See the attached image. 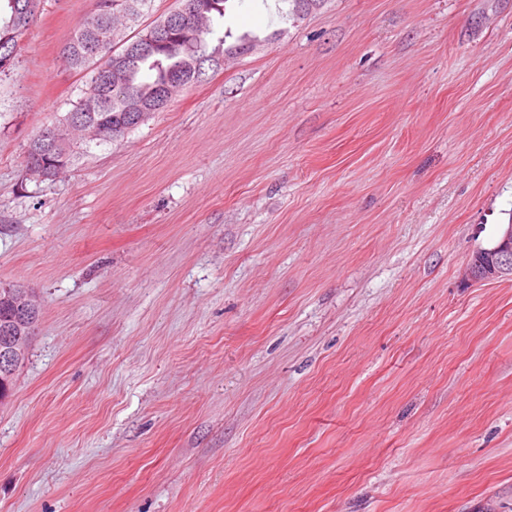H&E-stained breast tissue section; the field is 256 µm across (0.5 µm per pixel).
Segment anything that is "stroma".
<instances>
[{"instance_id": "35a3bbf8", "label": "stroma", "mask_w": 512, "mask_h": 512, "mask_svg": "<svg viewBox=\"0 0 512 512\" xmlns=\"http://www.w3.org/2000/svg\"><path fill=\"white\" fill-rule=\"evenodd\" d=\"M226 0L249 50L55 180L46 0L0 76V284L42 319L0 512H512V0ZM48 128V127H47ZM47 128L42 130L29 144L28 150H27V157H26V166L28 164H40L41 162H45L46 165L43 167L44 170V179H52L56 177L61 169L54 165L53 163H48L47 157L50 156L46 141L48 140V143L52 144V152L56 159L55 163H58V161H66L69 157L72 149L69 136L63 132H59L55 129H50L49 132L44 133L47 131ZM45 135V138L47 140L42 139V135ZM74 161V153H72L71 157L67 160V164L65 166V169L68 168L72 162ZM487 255L486 261L482 257ZM512 276V224L488 249L477 248L468 258L464 278L468 281L491 282Z\"/></svg>"}]
</instances>
